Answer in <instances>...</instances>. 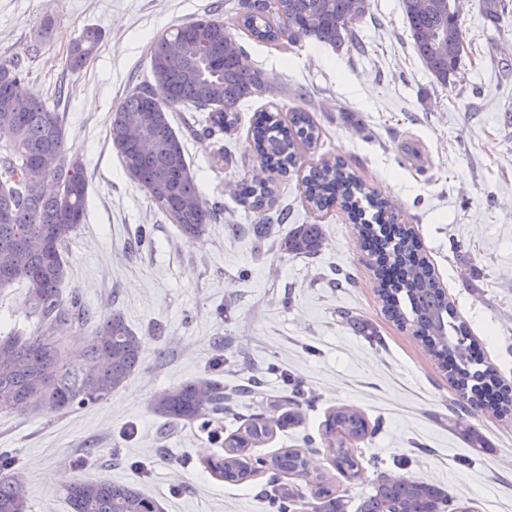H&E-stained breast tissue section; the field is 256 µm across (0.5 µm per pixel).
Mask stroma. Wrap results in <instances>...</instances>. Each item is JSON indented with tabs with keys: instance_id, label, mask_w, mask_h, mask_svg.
Here are the masks:
<instances>
[{
	"instance_id": "stroma-1",
	"label": "stroma",
	"mask_w": 512,
	"mask_h": 512,
	"mask_svg": "<svg viewBox=\"0 0 512 512\" xmlns=\"http://www.w3.org/2000/svg\"><path fill=\"white\" fill-rule=\"evenodd\" d=\"M223 3L0 0V60L33 42L44 13L57 18L51 40L29 61L22 91L64 112L67 156L82 162L88 179L85 221L64 254L69 277L61 294L78 293L101 317L120 312L142 345L139 369L107 400L60 416L0 411V454L25 477L29 512H67L62 487L83 479L137 483L164 512H270L260 494L266 475L228 483L206 460L248 418L283 409L288 375L303 382L311 404L302 424L274 431L258 455L311 454L354 504L378 472L400 471L474 512H512V417L461 405L434 359L385 318L369 254L347 213L313 210L302 187L311 165L337 157L389 200L399 220L414 225L489 361L512 383V9L493 23L477 0H462L466 54L445 87L416 55L401 0H371L370 17L356 26L360 52L336 53L310 38L285 51L246 42L273 91L242 105L235 130L197 137L190 112L170 115L203 198L218 207L207 233L190 241L123 169L110 117L149 78L155 36L208 11L235 24ZM89 24L104 39L82 70L71 71L67 45ZM294 108L310 113L321 138L275 178L274 206L288 212L276 231L323 225L326 243L309 260L244 234L261 216L229 190L260 164L249 134L254 112ZM349 112L358 125L346 121ZM235 224L240 232H232ZM142 228L150 239L139 246ZM468 264L475 274L466 280ZM340 272L350 285L335 287ZM343 310L370 320L380 342L341 323ZM38 320L23 285L0 292V335ZM203 376L228 388L253 383L258 393L240 418L223 416L206 428L170 425L152 412L155 393ZM338 407L380 424L349 445L361 467L354 478L336 470L321 444L322 423ZM456 414L483 431L486 450L449 428Z\"/></svg>"
}]
</instances>
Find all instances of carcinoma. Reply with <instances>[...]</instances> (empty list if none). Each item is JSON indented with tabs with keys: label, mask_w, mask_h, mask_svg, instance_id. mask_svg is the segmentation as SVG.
<instances>
[{
	"label": "carcinoma",
	"mask_w": 512,
	"mask_h": 512,
	"mask_svg": "<svg viewBox=\"0 0 512 512\" xmlns=\"http://www.w3.org/2000/svg\"><path fill=\"white\" fill-rule=\"evenodd\" d=\"M485 17L497 22L504 0H480ZM413 48L435 81L446 87L464 52V36L451 0H402ZM371 14V0H238L236 31L208 12L163 31L150 54L152 80L128 93L112 113L109 136L122 167L149 196L166 221L194 240L205 235L216 218V207L202 197L181 138L168 112L189 106L204 113V134L235 129L243 102L271 92L264 71L252 64L245 48L230 50L228 40L247 37L276 49H285L307 37L338 52L363 49L355 25ZM56 27L51 14L39 22L35 42L25 55L0 60V108L18 102L19 112L0 111V291L22 283L39 327L30 332L0 335V411L39 410L65 414L108 399L125 386L139 368L141 342L121 313L97 319L78 294L65 301L60 286L68 277L62 252L86 210L88 182L82 164L67 161L64 114L37 96L17 93L27 75L24 56L40 50ZM103 38L94 26L70 41L66 65L82 69ZM200 47V57L181 53L185 42ZM141 131L147 147L127 140L128 130ZM251 134L262 168L236 184L238 200L262 215L247 231L260 241L274 237L275 225L288 213L267 214L275 200L272 174H286L297 162L302 146H314L320 129L308 112L291 111L285 121L275 112L254 114ZM308 203L318 211L334 206L346 211L364 247L377 254L374 276L384 315L419 340L448 371L451 386L470 405L496 416L512 413V386L501 380L482 347L461 321L422 254L414 229L398 224L388 201L370 191L342 160H323L302 179ZM325 244L321 224H300L278 239L279 250L307 259ZM341 321L360 336L377 335L366 318L340 312ZM88 332L80 362L72 363L61 332ZM291 393L288 409L256 419L232 436L222 455L207 461L208 468L229 483H239L258 472L270 473L267 499L272 512H348L349 501L323 475L312 481L310 497L282 478H309L310 460L296 450L258 458L253 449L276 429L301 424V382L287 378ZM252 394L244 387L224 392V385L201 377L156 393L152 406L172 422L207 427L219 415H233L239 398ZM355 409L339 407L329 413L323 443L336 469L357 475L359 460L347 442L375 433ZM455 431L473 448L488 447L485 435L457 418ZM11 461L0 457V512H28L29 493L23 478L11 471ZM62 494L70 512H163L154 498L134 482L116 484L82 480L65 485ZM356 512H469V505L449 497L441 488L405 475H381Z\"/></svg>",
	"instance_id": "1"
}]
</instances>
